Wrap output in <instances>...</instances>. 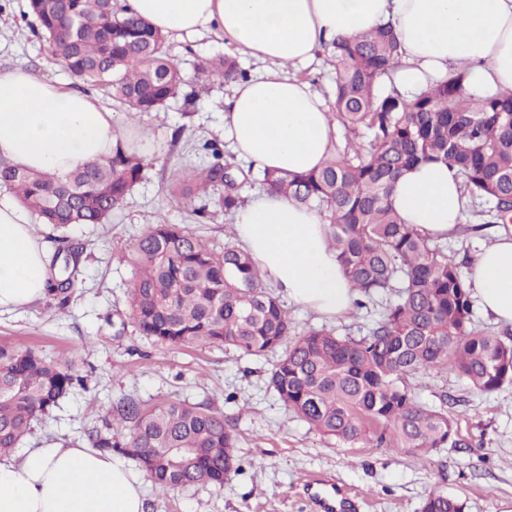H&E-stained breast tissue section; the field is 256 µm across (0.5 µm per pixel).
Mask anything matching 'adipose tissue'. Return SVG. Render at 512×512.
I'll return each instance as SVG.
<instances>
[{"mask_svg": "<svg viewBox=\"0 0 512 512\" xmlns=\"http://www.w3.org/2000/svg\"><path fill=\"white\" fill-rule=\"evenodd\" d=\"M130 12L167 35L214 27L242 50L273 62L238 84L224 106L235 151L260 168L307 173L336 149V121L308 83L282 68L324 43L392 24L402 51L394 81L405 95L429 79L467 71V90H512V0H127ZM120 133L97 99L25 67L0 71V157L60 175L112 154ZM390 201L428 235L454 232L468 198L455 171L429 160L406 169ZM236 237L297 305L336 317L356 297L320 214L275 194L238 211ZM49 257L25 209L0 199V313L45 293ZM473 286L485 312L512 324V237L475 255ZM0 512H144L141 481L112 454L67 441L0 458Z\"/></svg>", "mask_w": 512, "mask_h": 512, "instance_id": "1", "label": "adipose tissue"}]
</instances>
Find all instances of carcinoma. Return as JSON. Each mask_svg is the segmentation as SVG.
Wrapping results in <instances>:
<instances>
[{"instance_id":"obj_1","label":"carcinoma","mask_w":512,"mask_h":512,"mask_svg":"<svg viewBox=\"0 0 512 512\" xmlns=\"http://www.w3.org/2000/svg\"><path fill=\"white\" fill-rule=\"evenodd\" d=\"M30 11L55 56L90 86H104L131 112H152L199 91L166 51V36L130 14L120 0H30ZM401 47L389 24L331 43L334 118L352 139L306 174L258 171L266 192L318 210L327 243L358 292L357 308L390 292L395 300L363 336L298 328L267 285L252 255L233 239L216 251L188 226L152 224L125 248L132 279L126 300L141 335L169 346L234 348L263 356L283 349L270 385L285 408L343 445L406 448L426 454L468 443L448 415V399L421 402L417 378L452 373L480 394L512 384V330L473 324L471 285L437 241L404 223L389 202L402 172L427 160L456 169L471 199L491 203L474 213L484 224L512 221V90L475 97L466 72L433 79L426 90L400 95L383 80ZM203 82H244L236 59H206ZM208 165L176 170L168 190L203 218L236 211L238 181L252 176L224 157L215 141ZM143 152L118 140L112 155L67 175L19 168L0 158V185L40 223L55 230L106 224L145 176ZM224 186L216 198L210 191ZM50 257L46 294L65 305L75 272L55 274ZM84 378L70 361H52L30 347L0 343V456L9 455L32 424L59 407ZM92 447L133 459L162 494L195 485H224L239 469L237 435L224 413L181 400L123 401L89 434ZM465 503L433 489L422 512H464Z\"/></svg>"}]
</instances>
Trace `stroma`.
Here are the masks:
<instances>
[{
    "label": "stroma",
    "instance_id": "obj_1",
    "mask_svg": "<svg viewBox=\"0 0 512 512\" xmlns=\"http://www.w3.org/2000/svg\"><path fill=\"white\" fill-rule=\"evenodd\" d=\"M168 53L187 79L203 59L236 58L249 75L267 61L243 52L217 29L168 36ZM330 52L321 48L305 64L286 67L287 76L309 83L325 100H333ZM26 66L39 77L71 81L72 75L51 55L38 35L28 0H0V69ZM193 116H185L181 99L154 112L129 116L102 86L93 90L111 112L116 127L135 125L146 136L149 166L122 209L105 225L71 227L67 238L83 247L75 274L77 286L65 307L42 297L28 307L0 314V342L27 346L50 360L74 361L84 378L49 416L35 422L22 442L30 447L46 440L87 443L88 434L120 400L162 402L178 399L205 404L224 413L238 437L240 469L223 486L197 485L167 494L143 481L147 512H314L306 494L309 481L332 480L355 497V512H421L432 489L457 495L465 512H512V384L482 395L454 375L413 382L422 402L438 395L455 398L448 413L466 441L462 448H440L420 457L394 448L339 445L325 439L289 413L269 385L277 354L249 356L221 347H172L141 336L127 321L125 290L131 269L119 253L151 224H185L210 247L219 249L234 230L235 218L209 221L169 195L162 173L199 167L208 157L202 146L224 138V104L232 85L215 80L200 86ZM470 203L460 230L442 247L464 264L481 246L492 243L498 224L474 232ZM388 296L376 305L343 318H322L296 305L288 310L299 326L326 327L340 334L365 333L378 318Z\"/></svg>",
    "mask_w": 512,
    "mask_h": 512
}]
</instances>
